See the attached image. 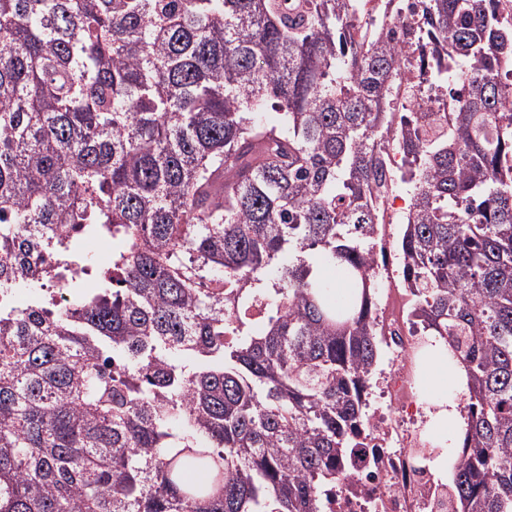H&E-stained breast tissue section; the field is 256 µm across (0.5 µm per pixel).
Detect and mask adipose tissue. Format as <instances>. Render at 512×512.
Masks as SVG:
<instances>
[{
  "label": "adipose tissue",
  "instance_id": "ef3b65f1",
  "mask_svg": "<svg viewBox=\"0 0 512 512\" xmlns=\"http://www.w3.org/2000/svg\"><path fill=\"white\" fill-rule=\"evenodd\" d=\"M421 363L425 378L419 402L425 413V429L439 453L438 467L444 472L449 449L459 447L467 432L461 402L469 393L468 370L448 343L435 336L429 337Z\"/></svg>",
  "mask_w": 512,
  "mask_h": 512
}]
</instances>
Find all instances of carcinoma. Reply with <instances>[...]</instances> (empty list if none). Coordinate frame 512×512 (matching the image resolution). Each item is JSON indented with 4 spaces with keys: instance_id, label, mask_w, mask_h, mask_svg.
<instances>
[{
    "instance_id": "1",
    "label": "carcinoma",
    "mask_w": 512,
    "mask_h": 512,
    "mask_svg": "<svg viewBox=\"0 0 512 512\" xmlns=\"http://www.w3.org/2000/svg\"><path fill=\"white\" fill-rule=\"evenodd\" d=\"M361 8L0 0V512H324L399 186L404 308L470 377L448 504L512 512V16ZM424 82L458 111H394Z\"/></svg>"
}]
</instances>
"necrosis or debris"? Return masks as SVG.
Segmentation results:
<instances>
[{
	"instance_id": "1",
	"label": "necrosis or debris",
	"mask_w": 512,
	"mask_h": 512,
	"mask_svg": "<svg viewBox=\"0 0 512 512\" xmlns=\"http://www.w3.org/2000/svg\"><path fill=\"white\" fill-rule=\"evenodd\" d=\"M381 343L393 360L383 395L399 414H409L413 338L402 317L385 320ZM412 440L402 426L371 417L362 447L352 451L349 487L329 500L328 512H431L439 490Z\"/></svg>"
}]
</instances>
